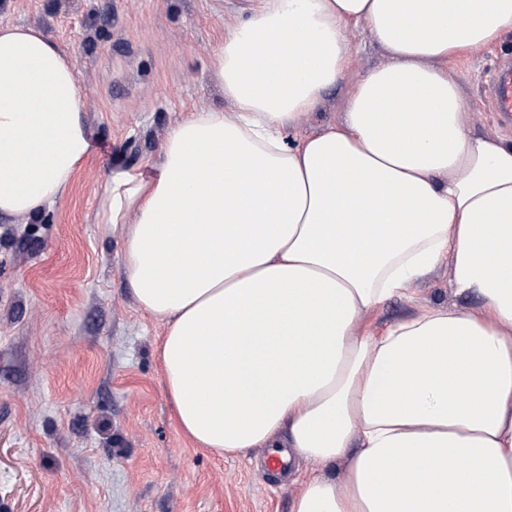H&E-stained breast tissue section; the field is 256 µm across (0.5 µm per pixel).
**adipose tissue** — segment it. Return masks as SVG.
Masks as SVG:
<instances>
[{
	"label": "adipose tissue",
	"mask_w": 512,
	"mask_h": 512,
	"mask_svg": "<svg viewBox=\"0 0 512 512\" xmlns=\"http://www.w3.org/2000/svg\"><path fill=\"white\" fill-rule=\"evenodd\" d=\"M387 53L345 119L291 143L358 30ZM512 33V0H250L159 160L111 169L98 223L166 323L178 426L219 453L285 449L292 512H512V142L475 135L445 64ZM276 46L284 61L261 52ZM91 152L66 55L0 26V216L39 217ZM447 265L467 313L365 314Z\"/></svg>",
	"instance_id": "obj_1"
}]
</instances>
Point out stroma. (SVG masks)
Segmentation results:
<instances>
[{
	"instance_id": "35a3bbf8",
	"label": "stroma",
	"mask_w": 512,
	"mask_h": 512,
	"mask_svg": "<svg viewBox=\"0 0 512 512\" xmlns=\"http://www.w3.org/2000/svg\"><path fill=\"white\" fill-rule=\"evenodd\" d=\"M243 0H0V24L40 29L69 55L93 144L69 190L35 220L0 219V512H291L292 479L259 455L221 454L181 433L158 344L122 271L123 233L97 223L111 168L158 160L189 112L231 111L213 53ZM512 34L449 61L472 102L471 132L512 138L485 76ZM383 52L360 34L348 70L289 139L341 122L344 100ZM447 267L364 317L382 328L421 308L466 312Z\"/></svg>"
}]
</instances>
